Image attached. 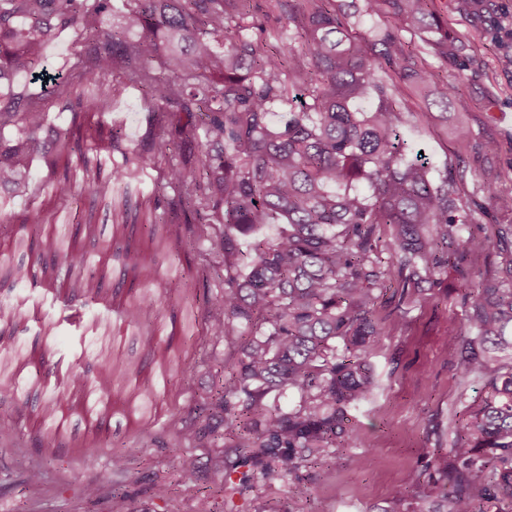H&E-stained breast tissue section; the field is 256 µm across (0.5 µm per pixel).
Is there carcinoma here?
Returning <instances> with one entry per match:
<instances>
[{
  "label": "carcinoma",
  "mask_w": 512,
  "mask_h": 512,
  "mask_svg": "<svg viewBox=\"0 0 512 512\" xmlns=\"http://www.w3.org/2000/svg\"><path fill=\"white\" fill-rule=\"evenodd\" d=\"M363 12L384 19L369 42L349 33L336 0H124L123 23L106 22L111 0H0V85L23 75L31 93H0V224L11 226L0 250V287L42 278L55 296L81 293L106 301L166 366L181 344L176 320L158 321L144 283L157 272L164 244L188 267L213 275L195 351L181 381L208 364L217 339L232 354L224 383L210 396L222 441L215 466L222 488L237 462L228 449H249L245 480L287 479L306 462H323L357 438L350 409L376 386L372 351L388 334L380 299L415 302L417 289L441 272L455 274L462 312L448 340L449 362L480 381L484 394L448 424L447 455L436 461L448 480L428 512H512V224L483 231L474 214L512 212V193L491 177L461 195L463 172L434 175L407 154L403 127L412 115L405 88L429 91L443 106L461 95L458 82L436 74L428 46L448 60V32L432 0H363ZM263 50L242 34L244 20ZM68 31L77 44L64 74L40 67L45 41ZM414 35L407 39L404 33ZM130 88L145 95L149 133L142 148L122 147L123 128L105 121ZM288 106V120L273 109ZM68 112L51 150L38 152L50 113ZM120 152L123 165L104 174ZM47 170L35 183L34 154ZM155 173L157 191L131 203L130 179ZM112 203L111 237L92 218L61 222L60 210L83 192ZM25 199L19 212L14 196ZM162 217H157V211ZM260 224H279L273 238H241ZM220 234L219 250L194 243ZM36 315L17 307L0 323V399L21 404L43 393L38 428L55 437L64 411L85 417L99 403L150 435L157 392L143 369L106 356L96 374L73 364L46 367L36 339H16ZM36 386L21 376L27 366ZM298 404L283 411L287 393ZM79 452L91 462L103 431ZM173 448L199 429L171 414ZM180 501L212 512L197 488L195 463L179 457ZM28 489L47 492L38 465Z\"/></svg>",
  "instance_id": "cac0c4a2"
}]
</instances>
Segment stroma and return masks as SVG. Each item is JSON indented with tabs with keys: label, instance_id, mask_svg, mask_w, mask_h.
Listing matches in <instances>:
<instances>
[{
	"label": "stroma",
	"instance_id": "35a3bbf8",
	"mask_svg": "<svg viewBox=\"0 0 512 512\" xmlns=\"http://www.w3.org/2000/svg\"><path fill=\"white\" fill-rule=\"evenodd\" d=\"M433 9L451 35L465 45L466 53L446 61L432 55L428 62L443 75L459 78L463 93L440 118L430 116L427 102L416 100L405 135L436 167L462 156L468 189L482 177L478 157L482 144L497 142L496 184L501 191L512 193V0H472L466 14L457 11L456 0H434ZM460 114L473 132L466 144L452 134ZM112 119L124 129L125 147L144 141L145 102L139 92L117 102ZM157 267L159 275L147 288L161 315L177 313L182 324L200 317L206 281L185 263L171 262L165 256L159 257ZM439 279L438 286L420 290L406 323H399L392 304L380 310L396 322L397 329L373 357L377 384L372 395L353 412L361 444L339 450L321 464L301 468L291 479L236 483L227 496H215L213 512H394L399 506L398 491L418 489L427 494L419 505L427 507L428 496L438 489L436 459L450 448L448 422L462 402L483 393L481 382L464 381L448 361V335L457 329L461 309L450 287L452 274L441 273ZM28 294L40 303L43 321L54 326L46 351L49 364L65 367L79 361L95 368L98 360L88 345L118 326V315L100 305L85 306L80 297L54 298L41 287L29 289ZM121 350L124 359L146 368L155 386L167 388L152 412L153 440L128 453L118 471L110 453L122 450L126 440L122 415H112L103 436L107 453L88 464L76 453L77 443L87 435L79 416H69L63 437L56 440L37 432L32 422H24L16 442L0 443V512H30L25 476L29 465L37 461L51 488L40 504L42 512H112L116 492L123 495L126 512H168V503L154 498L150 486L155 478L170 480L175 474L177 458L168 446L165 429L173 412L202 430L188 450L197 462L199 485L211 489L219 484L211 463L217 447L209 432L218 419L200 406L224 377L227 350L216 345L212 362L193 371L186 391L179 378L167 382L159 378L158 364L148 356L136 330L124 331ZM90 481L102 482L103 488L98 498L85 501L80 492Z\"/></svg>",
	"mask_w": 512,
	"mask_h": 512
}]
</instances>
